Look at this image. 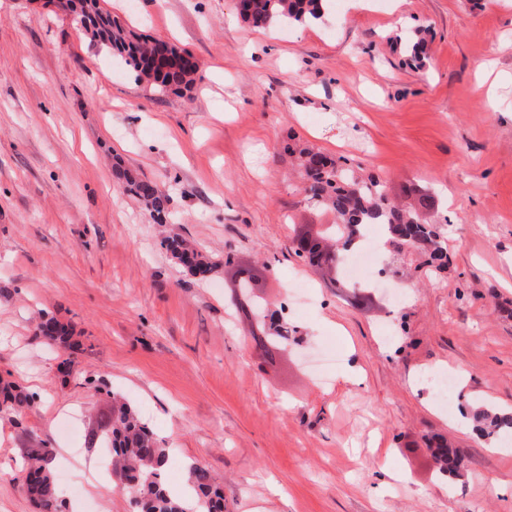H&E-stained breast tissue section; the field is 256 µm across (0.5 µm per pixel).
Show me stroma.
I'll return each mask as SVG.
<instances>
[{
	"label": "stroma",
	"mask_w": 512,
	"mask_h": 512,
	"mask_svg": "<svg viewBox=\"0 0 512 512\" xmlns=\"http://www.w3.org/2000/svg\"><path fill=\"white\" fill-rule=\"evenodd\" d=\"M106 6L201 70L190 95L154 92L56 6L0 0V379L36 397L20 424L0 415V512H40L20 464L42 441L60 512H134L88 443L116 393L170 448L169 488L199 463L228 512H512V447L453 424L512 408V0H344L266 30L233 0ZM419 25L415 66L392 43ZM304 146L391 198L413 183L435 197L449 265L413 270L393 313L295 255L297 235L334 221L302 191ZM117 157L168 195L166 223L119 189ZM176 234L218 261L208 279L161 248ZM240 268L260 300L290 305L304 348H256L232 302ZM44 312L80 337L74 373L34 337ZM461 368L440 405L427 377ZM436 434L461 476L437 472Z\"/></svg>",
	"instance_id": "35a3bbf8"
}]
</instances>
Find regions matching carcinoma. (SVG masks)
Masks as SVG:
<instances>
[{
	"mask_svg": "<svg viewBox=\"0 0 512 512\" xmlns=\"http://www.w3.org/2000/svg\"><path fill=\"white\" fill-rule=\"evenodd\" d=\"M68 2L84 34L121 57L136 79L161 93H181L193 87L200 66L196 63L187 65L185 52L176 45L142 37L126 28L104 8V0ZM325 2L327 0H248L246 10L239 13V17L261 29L286 23L304 24L323 17ZM403 48L411 58L421 60L427 48L426 29L413 28L405 38ZM298 160L307 199L317 205L329 206L336 223L329 227L334 244H329L328 236L321 233L308 251L297 249L295 253L315 266H326L332 273L333 287H348L341 270L342 256L353 245V240L362 238L364 231L373 224L385 227L386 244L393 249L406 246L426 257V264L436 270L448 266V248L442 228L430 219L434 206L432 197L422 194L414 208L406 209L388 198L383 182L355 176L343 159L305 148L299 151ZM119 176L123 191L136 197L158 221L167 220L168 197L155 183L128 169L119 171ZM161 245L195 275L204 276L215 267L211 256L178 235L165 237ZM268 319L272 334L256 336L254 341L256 347L270 357L284 342L298 335V329L288 327L276 313H269ZM35 337L68 350L79 347L72 326L47 314L40 318ZM34 401V395L13 384L0 383L1 414H18ZM472 417L476 430L488 438L512 430V411L500 413L481 406L473 410ZM89 437L92 444L103 442L112 449V476L132 491L136 512H224L223 494L210 472L200 465L192 464L188 469L194 501L187 502L170 493L164 478L170 465L169 449L129 404L115 401L112 412L102 424L91 429ZM433 454L441 474H458L462 456L457 449L441 439L436 441ZM50 460V449L44 443L27 449L21 488L45 512H56V490L48 466Z\"/></svg>",
	"mask_w": 512,
	"mask_h": 512,
	"instance_id": "obj_1",
	"label": "carcinoma"
}]
</instances>
